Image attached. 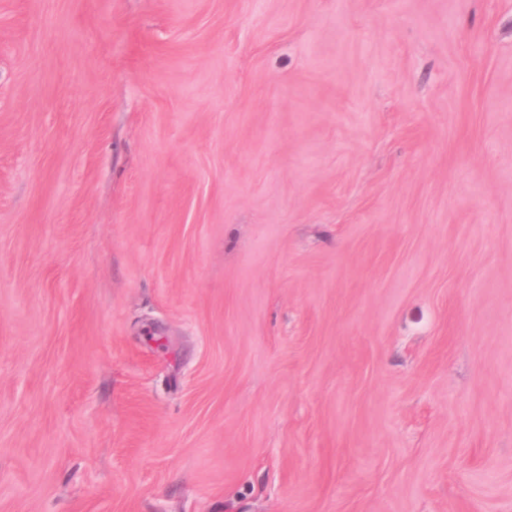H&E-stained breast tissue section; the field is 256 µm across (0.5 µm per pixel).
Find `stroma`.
<instances>
[{
  "mask_svg": "<svg viewBox=\"0 0 512 512\" xmlns=\"http://www.w3.org/2000/svg\"><path fill=\"white\" fill-rule=\"evenodd\" d=\"M0 512H512V0H0Z\"/></svg>",
  "mask_w": 512,
  "mask_h": 512,
  "instance_id": "stroma-1",
  "label": "stroma"
}]
</instances>
